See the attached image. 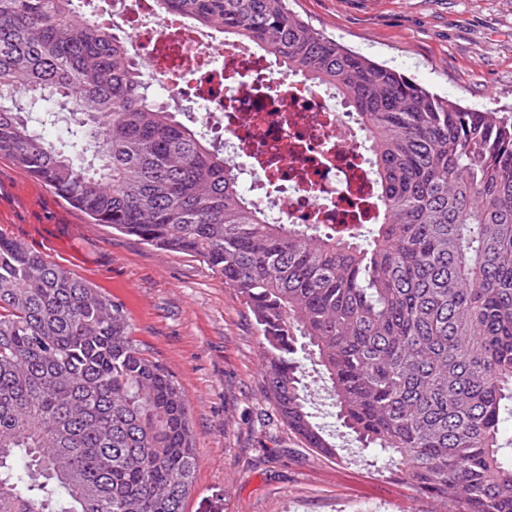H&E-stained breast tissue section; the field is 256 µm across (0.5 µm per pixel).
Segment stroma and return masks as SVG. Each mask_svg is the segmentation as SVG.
I'll return each mask as SVG.
<instances>
[{
  "instance_id": "obj_1",
  "label": "stroma",
  "mask_w": 512,
  "mask_h": 512,
  "mask_svg": "<svg viewBox=\"0 0 512 512\" xmlns=\"http://www.w3.org/2000/svg\"><path fill=\"white\" fill-rule=\"evenodd\" d=\"M313 27L464 106L512 109V0H290ZM0 232L121 304L132 336L184 392L197 454L184 512H433L334 416L321 373L312 412L340 456L288 430L261 380L259 327L202 261L90 223L0 157Z\"/></svg>"
}]
</instances>
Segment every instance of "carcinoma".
Listing matches in <instances>:
<instances>
[{
    "mask_svg": "<svg viewBox=\"0 0 512 512\" xmlns=\"http://www.w3.org/2000/svg\"><path fill=\"white\" fill-rule=\"evenodd\" d=\"M332 89L366 132L365 225L273 224L224 152L156 102L126 41L74 0H0V156L95 224L196 256L260 329L265 395L314 453L300 355L337 418L440 512H512V115L465 108L319 32L288 0H157ZM74 117L70 150L29 103ZM185 395L123 307L0 234V512H184Z\"/></svg>",
    "mask_w": 512,
    "mask_h": 512,
    "instance_id": "1",
    "label": "carcinoma"
}]
</instances>
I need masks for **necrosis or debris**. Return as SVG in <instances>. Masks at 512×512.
<instances>
[{
  "label": "necrosis or debris",
  "mask_w": 512,
  "mask_h": 512,
  "mask_svg": "<svg viewBox=\"0 0 512 512\" xmlns=\"http://www.w3.org/2000/svg\"><path fill=\"white\" fill-rule=\"evenodd\" d=\"M106 30L170 100L194 98L203 128L246 177L274 221L352 224L353 204L376 194L355 117L334 92L268 64L255 44L160 14L156 0H86Z\"/></svg>",
  "instance_id": "obj_1"
}]
</instances>
